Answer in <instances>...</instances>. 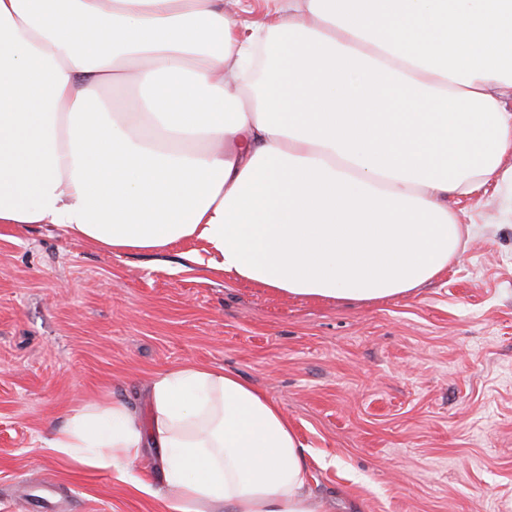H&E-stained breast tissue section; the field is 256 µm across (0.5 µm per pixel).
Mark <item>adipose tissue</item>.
<instances>
[{"label": "adipose tissue", "mask_w": 512, "mask_h": 512, "mask_svg": "<svg viewBox=\"0 0 512 512\" xmlns=\"http://www.w3.org/2000/svg\"><path fill=\"white\" fill-rule=\"evenodd\" d=\"M0 0V224L188 262L283 295L376 301L457 256L449 197L512 199V0ZM141 95L117 109L100 88ZM148 423L91 404L52 455L167 512H323L282 409L238 374L155 376Z\"/></svg>", "instance_id": "1"}]
</instances>
